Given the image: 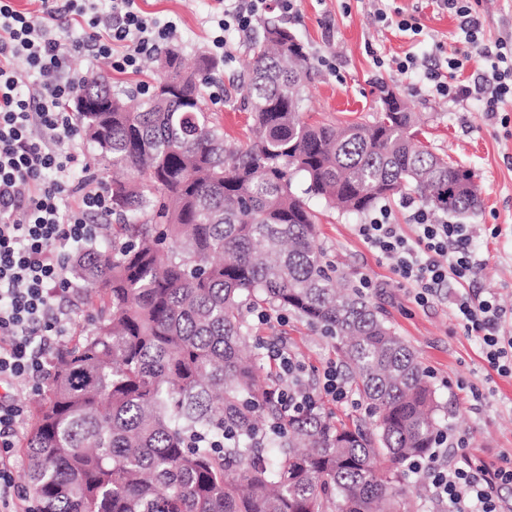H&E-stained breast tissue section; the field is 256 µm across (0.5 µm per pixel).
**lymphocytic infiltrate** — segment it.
<instances>
[{"label": "lymphocytic infiltrate", "instance_id": "obj_1", "mask_svg": "<svg viewBox=\"0 0 512 512\" xmlns=\"http://www.w3.org/2000/svg\"><path fill=\"white\" fill-rule=\"evenodd\" d=\"M41 0L35 16L16 9L14 0H0V446L10 447L23 410L14 391L47 370L46 352L61 330L53 314V298L68 286L66 266L58 251H81L97 236L93 216L108 213L109 198L82 150L75 146L71 113L64 100L81 87L82 73L70 61L110 60L115 71H135L141 62L171 42L177 25L159 23L142 10L138 0ZM218 33L212 39L223 52L228 37L248 31L267 10V0H216ZM459 20L462 47L433 53L423 70L432 93L453 101L474 95L487 98L494 113L512 99V32L489 41L473 15L471 0H440ZM80 29L79 38L59 35L54 22ZM484 65L473 84L451 82L445 72L463 71L472 56ZM38 81L37 96L20 89ZM71 147L62 148L63 139ZM83 172L74 180V172ZM410 219L413 235L395 224L388 207H380L355 232L367 246L393 260L413 302L428 306L442 296L449 282L463 283L480 265L470 244L467 224L434 219L417 208ZM455 319L481 347L489 370L512 378V310L495 294L455 291ZM266 351L278 372L279 391L293 406L312 397L337 403L355 398L336 364H327L317 386H310L304 365L286 343L271 342ZM470 436L455 427L443 431L429 459L414 471L424 479L430 496L445 512H512V454L487 465L468 452ZM456 463H449V454Z\"/></svg>", "mask_w": 512, "mask_h": 512}]
</instances>
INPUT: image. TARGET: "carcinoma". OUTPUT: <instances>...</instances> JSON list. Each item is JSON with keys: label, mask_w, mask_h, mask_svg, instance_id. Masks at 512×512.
Segmentation results:
<instances>
[{"label": "carcinoma", "mask_w": 512, "mask_h": 512, "mask_svg": "<svg viewBox=\"0 0 512 512\" xmlns=\"http://www.w3.org/2000/svg\"><path fill=\"white\" fill-rule=\"evenodd\" d=\"M214 69L187 72L171 50L133 106L101 73L75 96L107 106L73 112L124 177L112 240L75 260L97 318L50 352L25 443L36 512H425L407 476L441 431L436 392L383 310L338 284L292 179L346 213L408 193L466 218L483 205L473 175L415 140L388 89L373 121L305 122L308 57L274 23L241 81L254 139L230 148L205 104ZM265 305L335 341L370 423L278 396L248 321Z\"/></svg>", "instance_id": "obj_1"}]
</instances>
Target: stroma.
<instances>
[{
    "instance_id": "stroma-1",
    "label": "stroma",
    "mask_w": 512,
    "mask_h": 512,
    "mask_svg": "<svg viewBox=\"0 0 512 512\" xmlns=\"http://www.w3.org/2000/svg\"><path fill=\"white\" fill-rule=\"evenodd\" d=\"M384 6L391 14L416 16L425 33L443 46L453 45L459 21L436 0H384ZM141 7L151 17L176 21L171 46L187 63L210 54L215 0H142ZM374 10L373 0H298L294 14L282 16L273 4L263 19L288 27L305 45L310 62L304 88L309 122L345 124L370 119L381 110L380 89L385 86L404 95L413 111L419 112L420 137L432 151L473 172L483 207L470 219L474 228L471 247L484 265L466 288L475 294H496L512 307V103L500 106L490 118L482 101L441 98L426 91L422 76L398 75L395 59L421 52L422 46L406 33L380 27ZM261 35L258 26L232 35L226 53L217 59L218 82L213 90L219 101L210 110L226 140L235 145L249 144L252 138V121L237 83L249 48ZM379 58L384 61L380 67L375 64ZM309 205L318 217L317 244L327 261L350 281L363 276L373 281L367 297L384 308L389 325L429 370L442 416L469 432L471 453L489 464L498 463L502 452L512 453V378L488 377L479 344L466 336L447 300L425 309L411 302L390 262L356 235L354 227L364 223V216L341 212L317 198L310 199ZM253 332L263 337L274 332L287 339L312 377L338 358L332 341L294 316L276 331L257 324ZM50 382V377L39 378L17 397L24 409L22 437L5 457L21 512H32L34 507L26 483L23 437ZM474 387L486 395L485 402L475 407L469 402Z\"/></svg>"
}]
</instances>
